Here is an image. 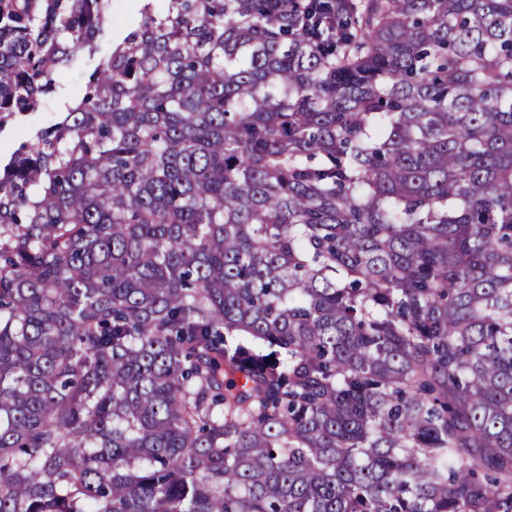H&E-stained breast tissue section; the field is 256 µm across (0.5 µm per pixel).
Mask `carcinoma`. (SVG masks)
<instances>
[{"label": "carcinoma", "mask_w": 512, "mask_h": 512, "mask_svg": "<svg viewBox=\"0 0 512 512\" xmlns=\"http://www.w3.org/2000/svg\"><path fill=\"white\" fill-rule=\"evenodd\" d=\"M140 2L0 172V512H512V0Z\"/></svg>", "instance_id": "obj_1"}]
</instances>
